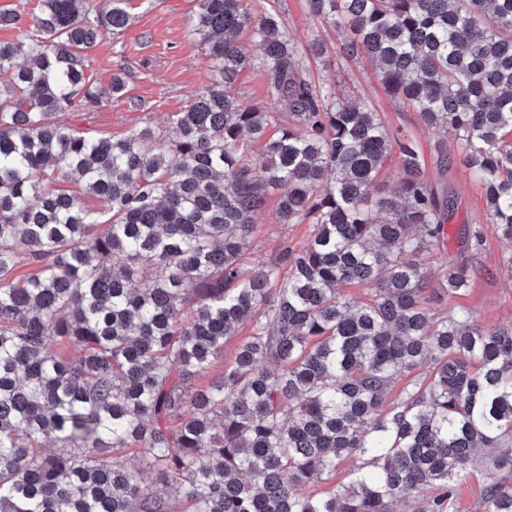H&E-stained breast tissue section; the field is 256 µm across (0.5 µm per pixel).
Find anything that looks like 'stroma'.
Here are the masks:
<instances>
[{"label": "stroma", "mask_w": 512, "mask_h": 512, "mask_svg": "<svg viewBox=\"0 0 512 512\" xmlns=\"http://www.w3.org/2000/svg\"><path fill=\"white\" fill-rule=\"evenodd\" d=\"M197 5L198 0H130L133 21L128 29L105 35L87 55L88 71L99 85H109L113 73L124 72V94L104 99L93 111L68 113L75 132L87 137L121 138L132 129L148 126L157 134H166L170 118L212 81L211 61L188 26ZM281 11L290 36L305 42L316 35L323 42L322 55L309 62L313 74L340 77L344 90L368 97L389 129L402 130L416 140L429 179L454 195L457 211L448 226L447 254L463 255L471 267L473 284L461 295H438L434 309L469 311L488 328L512 325V270L501 261L503 248L496 225L486 221L482 185L464 163L453 138L446 131L426 128L417 112L391 99L367 60L344 62L340 50L345 30L322 27L307 13L304 0H282ZM441 141L451 154V163L443 173L435 165V147ZM275 208V203H268L255 219L257 230L244 255L245 270L275 257L282 243L299 249L310 238L309 225L277 223ZM472 224L483 227V245L477 251L466 245L465 230Z\"/></svg>", "instance_id": "1"}]
</instances>
